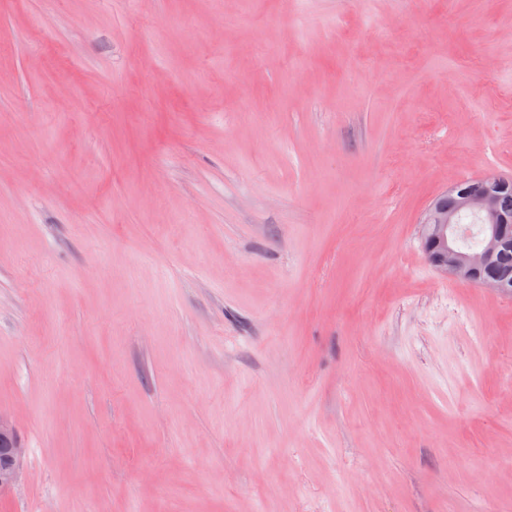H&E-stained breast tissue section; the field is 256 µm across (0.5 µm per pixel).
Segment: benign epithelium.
Returning a JSON list of instances; mask_svg holds the SVG:
<instances>
[{
    "instance_id": "obj_1",
    "label": "benign epithelium",
    "mask_w": 512,
    "mask_h": 512,
    "mask_svg": "<svg viewBox=\"0 0 512 512\" xmlns=\"http://www.w3.org/2000/svg\"><path fill=\"white\" fill-rule=\"evenodd\" d=\"M503 186V178L495 173L476 178L470 189L457 194L455 209L448 210L439 202L432 203L421 227L425 254L438 273L509 296L512 284L479 277V268L508 238L507 228L512 221L498 210L495 194ZM461 213L474 216L484 224L481 249L467 251L458 246L457 238L461 234L458 215ZM26 454V445L13 420L0 413V497L23 481L22 463Z\"/></svg>"
}]
</instances>
